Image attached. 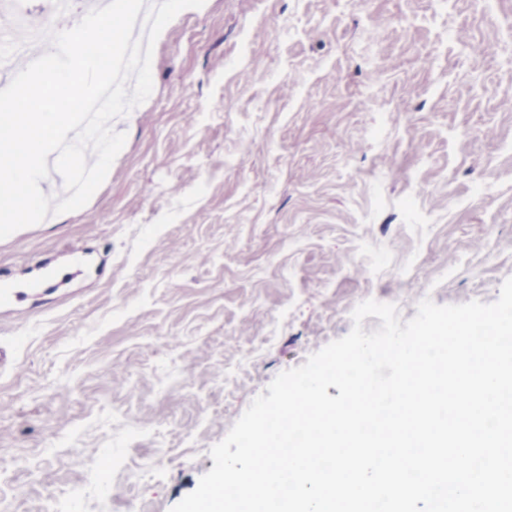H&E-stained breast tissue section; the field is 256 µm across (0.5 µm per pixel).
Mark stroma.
Segmentation results:
<instances>
[{"instance_id":"obj_1","label":"stroma","mask_w":512,"mask_h":512,"mask_svg":"<svg viewBox=\"0 0 512 512\" xmlns=\"http://www.w3.org/2000/svg\"><path fill=\"white\" fill-rule=\"evenodd\" d=\"M152 76L90 201L0 239L69 282L0 304V508L170 512L359 303L512 277V0H206Z\"/></svg>"}]
</instances>
